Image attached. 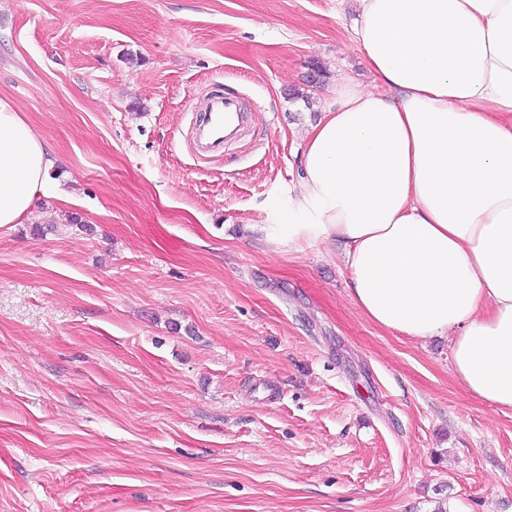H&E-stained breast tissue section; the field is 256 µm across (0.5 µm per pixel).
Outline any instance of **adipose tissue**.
Masks as SVG:
<instances>
[{"instance_id": "adipose-tissue-1", "label": "adipose tissue", "mask_w": 512, "mask_h": 512, "mask_svg": "<svg viewBox=\"0 0 512 512\" xmlns=\"http://www.w3.org/2000/svg\"><path fill=\"white\" fill-rule=\"evenodd\" d=\"M349 39L373 84L330 87L279 231L335 240L373 324L450 337L469 395L512 411V0H359ZM54 165L0 96V226Z\"/></svg>"}]
</instances>
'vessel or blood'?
Returning a JSON list of instances; mask_svg holds the SVG:
<instances>
[{
  "label": "vessel or blood",
  "instance_id": "1",
  "mask_svg": "<svg viewBox=\"0 0 512 512\" xmlns=\"http://www.w3.org/2000/svg\"><path fill=\"white\" fill-rule=\"evenodd\" d=\"M246 119L243 106L234 94L210 97L201 121L194 128L198 150L204 153L223 150L226 143L241 133Z\"/></svg>",
  "mask_w": 512,
  "mask_h": 512
}]
</instances>
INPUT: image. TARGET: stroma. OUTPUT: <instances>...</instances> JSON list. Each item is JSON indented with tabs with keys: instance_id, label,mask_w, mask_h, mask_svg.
<instances>
[{
	"instance_id": "stroma-1",
	"label": "stroma",
	"mask_w": 512,
	"mask_h": 512,
	"mask_svg": "<svg viewBox=\"0 0 512 512\" xmlns=\"http://www.w3.org/2000/svg\"><path fill=\"white\" fill-rule=\"evenodd\" d=\"M356 0H0L58 197L0 226V512H512V412L275 238ZM326 82L309 87V65ZM239 95L245 135L191 115ZM246 112L238 97L231 93L210 97L204 115L195 125V143L203 153L220 152L224 144L235 139L246 123Z\"/></svg>"
}]
</instances>
